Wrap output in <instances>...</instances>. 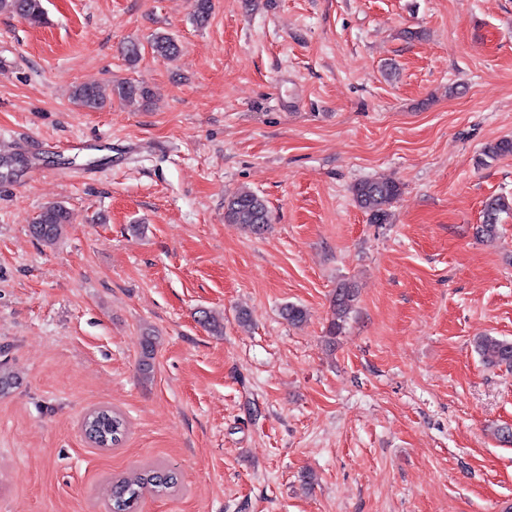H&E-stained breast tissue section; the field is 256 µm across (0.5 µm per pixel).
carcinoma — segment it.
Masks as SVG:
<instances>
[{"label":"carcinoma","mask_w":512,"mask_h":512,"mask_svg":"<svg viewBox=\"0 0 512 512\" xmlns=\"http://www.w3.org/2000/svg\"><path fill=\"white\" fill-rule=\"evenodd\" d=\"M192 17L199 24H205L210 16L212 0H192ZM0 12H8L25 20L33 26L48 23V17L42 6V0H0ZM151 49L156 57L164 60L175 58L180 45L167 33L158 32L151 40ZM151 100L150 87L125 81L110 86L108 84H80L74 87L72 99L85 109L96 110L112 100ZM489 158L512 154V139H501L484 147ZM353 198L359 208L369 215L373 224H386L390 220V208L401 194L400 185L393 180L361 181L352 188ZM512 211V199L495 196L486 200L483 209V223L476 228L479 237L492 240L497 236L499 216ZM224 222L243 224L259 231L271 223V215L265 200L255 192L240 188L224 200ZM69 223V213L61 203H48L42 207L30 231L34 238L45 244L54 243ZM357 292L352 286L342 283L334 293L333 313L327 333L334 338L342 333L346 320L351 313ZM474 348L482 362L488 367H504L512 370V341L494 336L481 335L474 339ZM156 352L155 338H143L139 359V373L148 380L153 376ZM84 427H95L100 447L119 443L124 435L126 423L123 417L110 409H97L83 419ZM177 478L173 472L162 468H148L132 478L112 481L107 490L108 512H135V506L143 491L150 490L164 494L175 487Z\"/></svg>","instance_id":"cac0c4a2"}]
</instances>
